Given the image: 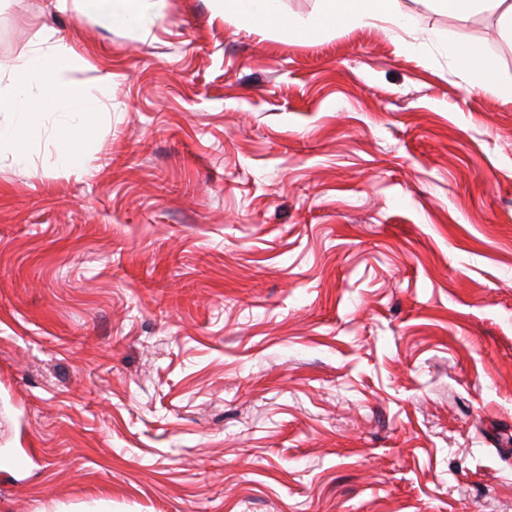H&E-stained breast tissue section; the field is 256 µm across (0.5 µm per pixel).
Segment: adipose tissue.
I'll return each mask as SVG.
<instances>
[{"label":"adipose tissue","instance_id":"obj_1","mask_svg":"<svg viewBox=\"0 0 512 512\" xmlns=\"http://www.w3.org/2000/svg\"><path fill=\"white\" fill-rule=\"evenodd\" d=\"M60 11L75 10L83 17L113 29L147 30L158 16L162 0H55ZM218 12L241 26L275 30L293 41L317 39L352 27L383 22L394 29L411 27L412 17L402 11L399 0H319L317 9L305 17L286 14L282 0H216ZM437 10L466 20L483 12L499 15V34L512 37V0H427ZM444 49L450 62L465 74L470 86H498L495 75L479 77L478 70L493 62L476 41H450ZM80 63L66 45L52 41L32 49L15 62L0 61V114L11 121L0 124V151H8L15 164L29 161L26 146L42 135L44 117L62 113L65 120L55 131L58 165L82 175L85 159L82 141L91 135L100 102L69 73ZM501 87V86H498ZM512 95V86L501 87Z\"/></svg>","mask_w":512,"mask_h":512}]
</instances>
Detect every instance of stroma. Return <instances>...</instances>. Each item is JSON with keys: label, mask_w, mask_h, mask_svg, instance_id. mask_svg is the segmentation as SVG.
I'll list each match as a JSON object with an SVG mask.
<instances>
[{"label": "stroma", "mask_w": 512, "mask_h": 512, "mask_svg": "<svg viewBox=\"0 0 512 512\" xmlns=\"http://www.w3.org/2000/svg\"><path fill=\"white\" fill-rule=\"evenodd\" d=\"M53 4L0 0V60L54 30L102 113L83 176L0 155V512H512V97L442 49L512 82L497 14ZM58 11H67L69 3L83 17L106 28L144 31L159 16L163 0H55ZM317 9L306 17L286 14L282 0H215L224 20L234 19L255 30H276L289 40L303 41L352 27L390 25L389 30L412 26V17L402 11L399 0H318ZM444 50L448 54L450 62L465 74L471 87L498 88L506 94L512 95L511 87L497 84L495 66L493 61L485 55L484 47L477 41H448L444 44ZM487 67L490 73L485 78H480L478 69Z\"/></svg>", "instance_id": "stroma-1"}]
</instances>
